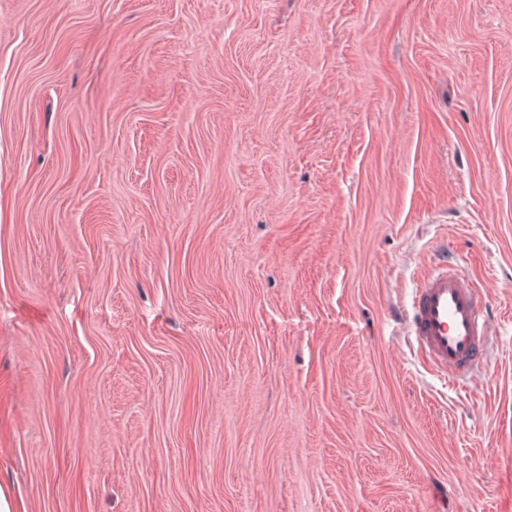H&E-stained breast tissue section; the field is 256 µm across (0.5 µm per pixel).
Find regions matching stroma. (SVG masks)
<instances>
[{"label": "stroma", "instance_id": "1", "mask_svg": "<svg viewBox=\"0 0 512 512\" xmlns=\"http://www.w3.org/2000/svg\"><path fill=\"white\" fill-rule=\"evenodd\" d=\"M446 252L488 365L411 336ZM20 512H512V0H0Z\"/></svg>", "mask_w": 512, "mask_h": 512}]
</instances>
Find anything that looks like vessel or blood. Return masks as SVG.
Here are the masks:
<instances>
[{"label": "vessel or blood", "instance_id": "b4317fda", "mask_svg": "<svg viewBox=\"0 0 512 512\" xmlns=\"http://www.w3.org/2000/svg\"><path fill=\"white\" fill-rule=\"evenodd\" d=\"M459 260H441L420 279L413 300L412 326L437 375L467 382L478 372L479 343L488 331L479 319L476 289L461 274Z\"/></svg>", "mask_w": 512, "mask_h": 512}]
</instances>
